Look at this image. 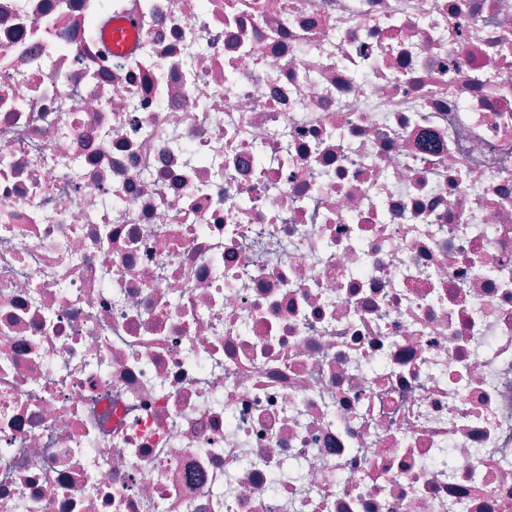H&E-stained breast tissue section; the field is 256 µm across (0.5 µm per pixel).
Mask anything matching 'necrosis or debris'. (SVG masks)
<instances>
[{
	"instance_id": "4bbe7bcc",
	"label": "necrosis or debris",
	"mask_w": 512,
	"mask_h": 512,
	"mask_svg": "<svg viewBox=\"0 0 512 512\" xmlns=\"http://www.w3.org/2000/svg\"><path fill=\"white\" fill-rule=\"evenodd\" d=\"M0 512H512V0H0Z\"/></svg>"
}]
</instances>
